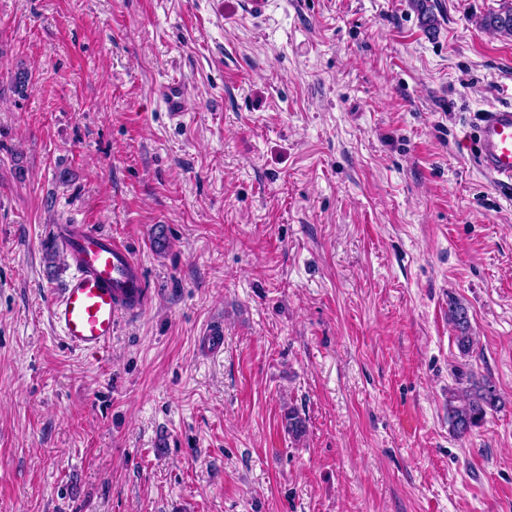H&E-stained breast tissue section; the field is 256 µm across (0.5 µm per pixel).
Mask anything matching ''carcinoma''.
<instances>
[{
    "label": "carcinoma",
    "mask_w": 512,
    "mask_h": 512,
    "mask_svg": "<svg viewBox=\"0 0 512 512\" xmlns=\"http://www.w3.org/2000/svg\"><path fill=\"white\" fill-rule=\"evenodd\" d=\"M480 26L495 33L512 35V0H503L500 9L485 15ZM448 321L456 332L459 351L467 355L474 346L472 326L467 307L458 301L448 304ZM500 395L490 378L470 373L460 393L448 400V424L450 431L463 437L480 426L490 411L498 409Z\"/></svg>",
    "instance_id": "1"
}]
</instances>
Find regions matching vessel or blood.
Wrapping results in <instances>:
<instances>
[{"label": "vessel or blood", "mask_w": 512, "mask_h": 512, "mask_svg": "<svg viewBox=\"0 0 512 512\" xmlns=\"http://www.w3.org/2000/svg\"><path fill=\"white\" fill-rule=\"evenodd\" d=\"M161 98L172 117L184 111L181 83L167 85ZM478 165L496 183L512 187V107H491L479 130ZM56 241L74 271L60 296L51 304L52 323L66 343L95 353L105 349L124 316L142 311L150 297L143 268L125 245L86 224H61ZM199 351L214 356L224 348V328L215 323L197 339Z\"/></svg>", "instance_id": "vessel-or-blood-1"}]
</instances>
